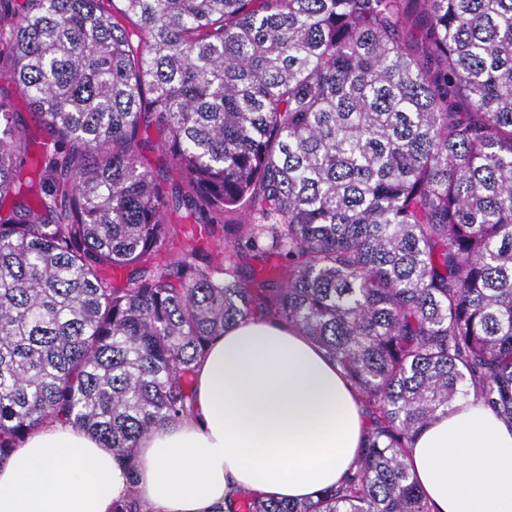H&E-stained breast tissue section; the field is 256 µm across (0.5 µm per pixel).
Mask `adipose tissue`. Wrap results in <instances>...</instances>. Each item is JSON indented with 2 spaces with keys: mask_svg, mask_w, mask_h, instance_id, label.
<instances>
[{
  "mask_svg": "<svg viewBox=\"0 0 512 512\" xmlns=\"http://www.w3.org/2000/svg\"><path fill=\"white\" fill-rule=\"evenodd\" d=\"M190 415L150 431L126 463L94 436L43 424L0 464V512H233L241 492L303 501L337 485L365 419L340 369L301 330L247 320L212 339ZM432 512H512V425L472 400L408 450Z\"/></svg>",
  "mask_w": 512,
  "mask_h": 512,
  "instance_id": "adipose-tissue-1",
  "label": "adipose tissue"
}]
</instances>
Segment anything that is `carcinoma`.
<instances>
[{
    "label": "carcinoma",
    "instance_id": "obj_1",
    "mask_svg": "<svg viewBox=\"0 0 512 512\" xmlns=\"http://www.w3.org/2000/svg\"><path fill=\"white\" fill-rule=\"evenodd\" d=\"M0 78L48 135L0 88V464L56 419L132 458L253 318L368 425L339 486L237 512H431L414 436L469 396L512 424V0H0ZM181 208L230 239L167 252ZM0 84L4 87L5 91L9 93L14 103V110L18 113L19 118H21L24 124L27 126L28 133L34 134L37 136V141H42L47 139V134L37 127V124L32 119V112H30L28 102L26 99L21 97L15 90L14 86L8 84V81L2 79ZM143 136L150 141V144L154 147L152 150H146L141 156V162L149 168L158 167V159L160 157L161 139L163 138L162 131L153 122L146 131H143Z\"/></svg>",
    "mask_w": 512,
    "mask_h": 512
}]
</instances>
